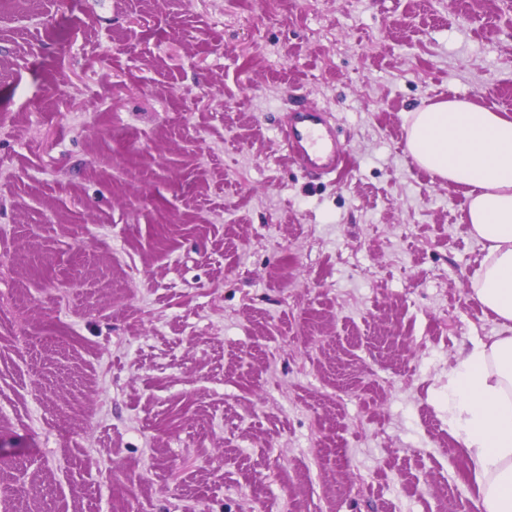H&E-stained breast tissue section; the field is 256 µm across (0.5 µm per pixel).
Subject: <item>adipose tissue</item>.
Wrapping results in <instances>:
<instances>
[{"instance_id": "obj_1", "label": "adipose tissue", "mask_w": 512, "mask_h": 512, "mask_svg": "<svg viewBox=\"0 0 512 512\" xmlns=\"http://www.w3.org/2000/svg\"><path fill=\"white\" fill-rule=\"evenodd\" d=\"M416 164L463 189L485 250L471 280L481 306L512 322V115L448 99L406 117ZM448 429L465 449L481 512H512V336L475 340L448 372Z\"/></svg>"}]
</instances>
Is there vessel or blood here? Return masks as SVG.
Returning a JSON list of instances; mask_svg holds the SVG:
<instances>
[{
    "instance_id": "b4317fda",
    "label": "vessel or blood",
    "mask_w": 512,
    "mask_h": 512,
    "mask_svg": "<svg viewBox=\"0 0 512 512\" xmlns=\"http://www.w3.org/2000/svg\"><path fill=\"white\" fill-rule=\"evenodd\" d=\"M286 149L302 167L317 173H333L344 153L343 146L329 130L320 112L299 110L288 125Z\"/></svg>"
}]
</instances>
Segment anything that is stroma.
I'll list each match as a JSON object with an SVG mask.
<instances>
[{"label": "stroma", "mask_w": 512, "mask_h": 512, "mask_svg": "<svg viewBox=\"0 0 512 512\" xmlns=\"http://www.w3.org/2000/svg\"><path fill=\"white\" fill-rule=\"evenodd\" d=\"M511 14L0 0V512H480L448 369L503 328L405 119L512 114ZM286 149L290 157L302 167L318 174L336 171L343 156V145L324 123L322 113L298 110L288 125Z\"/></svg>", "instance_id": "1"}]
</instances>
